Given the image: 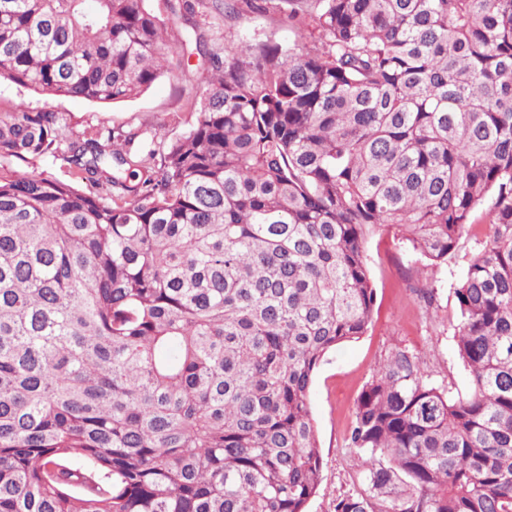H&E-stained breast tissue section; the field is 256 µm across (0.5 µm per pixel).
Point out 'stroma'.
<instances>
[{
	"label": "stroma",
	"instance_id": "stroma-1",
	"mask_svg": "<svg viewBox=\"0 0 512 512\" xmlns=\"http://www.w3.org/2000/svg\"><path fill=\"white\" fill-rule=\"evenodd\" d=\"M199 24L211 47L227 50L242 38L256 35L276 42L292 41L293 34L273 13L247 14L241 23L226 27L223 17L208 14ZM202 61L185 54L179 68L158 79L140 97L126 102L97 104L71 97L48 98L23 85L0 79V112L16 108H48L59 112L73 135L90 130L122 129L139 132L140 144H162L187 132L196 114L188 88L199 75ZM489 241L485 210H477L458 249L447 264L433 267L413 252L405 238L392 230L369 237L365 244L377 301L367 332L329 352L316 370L311 406L323 458L321 480L308 512H333L337 496L361 486L365 454L347 445L355 402L382 360L395 349L422 357L433 383L451 396L472 392L468 369L456 352L457 308L454 290L470 259ZM428 286L437 302L428 307L416 295Z\"/></svg>",
	"mask_w": 512,
	"mask_h": 512
}]
</instances>
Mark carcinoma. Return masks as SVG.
Listing matches in <instances>:
<instances>
[{
	"mask_svg": "<svg viewBox=\"0 0 512 512\" xmlns=\"http://www.w3.org/2000/svg\"><path fill=\"white\" fill-rule=\"evenodd\" d=\"M85 2L0 0V77L114 103L172 72L149 0ZM201 2L167 0L204 68L160 161L0 113V512H307L313 376L376 303L367 234L442 265L490 196L454 291L473 393L391 352L334 512H512V0H211L294 33L222 55ZM59 155L76 181L15 168Z\"/></svg>",
	"mask_w": 512,
	"mask_h": 512,
	"instance_id": "cac0c4a2",
	"label": "carcinoma"
}]
</instances>
